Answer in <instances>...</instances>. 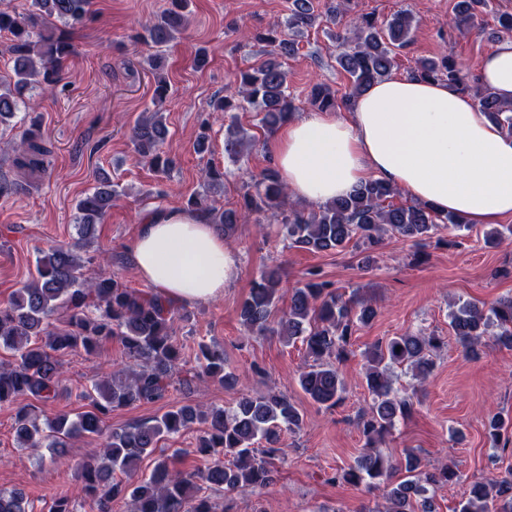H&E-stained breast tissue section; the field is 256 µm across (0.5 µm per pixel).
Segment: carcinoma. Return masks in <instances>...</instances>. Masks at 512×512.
Instances as JSON below:
<instances>
[{
	"instance_id": "obj_1",
	"label": "carcinoma",
	"mask_w": 512,
	"mask_h": 512,
	"mask_svg": "<svg viewBox=\"0 0 512 512\" xmlns=\"http://www.w3.org/2000/svg\"><path fill=\"white\" fill-rule=\"evenodd\" d=\"M343 2L330 0L320 16L312 0H293L285 25L300 32L318 20L334 24L343 12ZM485 5V0H458V24L471 22ZM89 6L90 0H31V8L24 13L0 9V33L10 36L14 74L11 82L0 81V124L15 117L37 87L53 89L63 80L62 62L75 52L66 28L82 23ZM187 8L188 0H169L155 21L142 26L137 39L150 47L170 43L189 25ZM411 29V15L400 11L381 22L363 16L353 25V37L336 35V63L349 79L345 101L389 77L396 65L395 50L410 44ZM252 39L278 46L283 55L294 52V45L282 38L279 24L271 25L265 33H252ZM412 77L443 81L463 93L470 91L463 64L446 54L421 61ZM235 84L238 97L226 95L211 101L213 111L231 112L245 103L261 115L260 126L271 133L295 110L288 94V72L275 59L240 71ZM474 98L478 111L512 136V106L480 86ZM307 104L318 111H334L336 94L316 83ZM167 135L162 115L144 112L131 140L142 159L155 167H167ZM253 141L251 135H230L224 140V152L239 156ZM16 152L14 165L24 175L48 172L51 150L40 137L37 121L21 132ZM216 187H224V170L210 165L203 172V192L190 197L186 208L206 214L226 238L237 225L261 213L276 218L291 246L316 252H342L353 240L374 252L389 234L418 244L441 228L469 230V225L457 217L440 215L424 203L394 204L398 189L377 179L308 213L288 202V191L271 163L243 193L236 208L214 205L211 190ZM118 196V184L104 176L79 200L80 238H91ZM511 239L512 227H493L484 233L489 246ZM79 249L76 243L39 252L35 274L0 304V351L12 357V361L0 363V406L15 407L20 445L49 449L51 464L58 465L59 449L70 441L106 435L99 455L77 471L96 512H112V502L117 499L127 500L130 512H217L208 498L199 495L197 481L228 492H253L270 486L274 460L283 455L285 433L302 425L297 407L286 395L244 394L230 408L190 402L128 426L108 425L117 409L164 399L175 379L189 388L207 379L234 387L238 378L227 370L224 347L217 342L200 344V364L183 368L181 346L174 336L175 321L183 317L180 309L154 293L127 287L104 269L85 275V263L93 258H83ZM280 284L276 269L263 272L254 281L241 307L244 331L249 336L272 334L288 342L301 340L312 362L300 370L298 384L314 403L334 408L344 400L345 392L337 363L347 355L354 327L367 324L376 310L372 302L356 294L343 299L334 284L310 271L303 285L293 290L288 311L276 319ZM450 327L469 355L478 353L493 327L497 329L496 341L512 347V298L488 307L465 303L451 314ZM113 340L122 345L128 367L92 385L87 409L58 414L41 424L30 407L21 404L25 398L50 402L59 397L63 354L82 351L95 356ZM440 345V337L417 332L390 337L367 351L365 381L373 403L360 419L365 452L355 464L337 472L336 479L382 491L387 503L384 512H436L435 491L460 479L452 462L430 470L413 453L395 463L378 450V443L391 433L396 421L414 408L412 397L400 398L395 393L392 368L403 367L422 383L433 369V355ZM196 425L203 429L196 448L205 462L203 469L187 473L174 466L173 457L156 454L159 442ZM146 458L152 459L153 467L149 474L141 475L139 466ZM398 469L405 477L394 481L391 473ZM26 504L22 490H0V512H28ZM455 512H512V472L472 482Z\"/></svg>"
}]
</instances>
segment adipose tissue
<instances>
[{"label":"adipose tissue","mask_w":512,"mask_h":512,"mask_svg":"<svg viewBox=\"0 0 512 512\" xmlns=\"http://www.w3.org/2000/svg\"><path fill=\"white\" fill-rule=\"evenodd\" d=\"M478 79L512 104V40L485 55ZM269 150L283 184L307 205L376 178L466 224L512 215V137L445 82L385 79L355 100L349 119L292 116ZM128 258L141 280L178 305L220 297L238 273L223 234L181 208L146 215Z\"/></svg>","instance_id":"adipose-tissue-1"}]
</instances>
